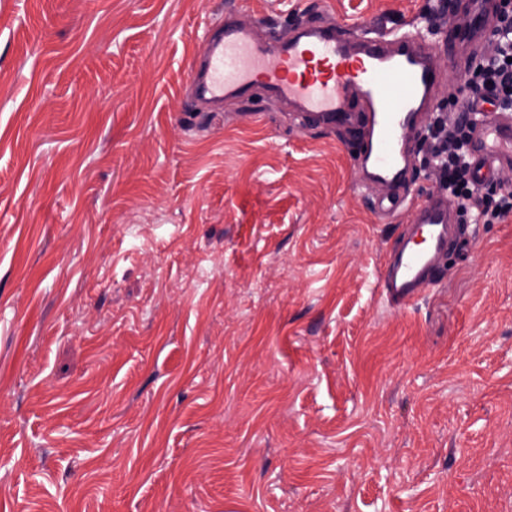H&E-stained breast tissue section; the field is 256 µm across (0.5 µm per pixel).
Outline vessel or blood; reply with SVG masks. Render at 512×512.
Returning <instances> with one entry per match:
<instances>
[{
  "label": "vessel or blood",
  "mask_w": 512,
  "mask_h": 512,
  "mask_svg": "<svg viewBox=\"0 0 512 512\" xmlns=\"http://www.w3.org/2000/svg\"><path fill=\"white\" fill-rule=\"evenodd\" d=\"M467 7L472 27L462 39L474 47L489 29L492 7L490 0H468ZM434 32L413 23L390 31L347 30L328 21L300 24L288 36L270 40L258 37L254 28L228 22L211 33L188 82L205 103L243 98L260 87L270 100L288 104L316 126L360 125L358 189L365 193L377 183L390 186L391 195L373 202L379 220L388 223L408 202L407 175L417 162L414 144L425 134L432 102L444 84L429 61ZM468 148L476 183L511 166L512 111L472 113ZM454 223L447 193L413 204L410 224L377 280L390 305L406 306L421 289L435 285L437 261L448 249Z\"/></svg>",
  "instance_id": "obj_1"
}]
</instances>
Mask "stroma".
Here are the masks:
<instances>
[{
	"instance_id": "stroma-1",
	"label": "stroma",
	"mask_w": 512,
	"mask_h": 512,
	"mask_svg": "<svg viewBox=\"0 0 512 512\" xmlns=\"http://www.w3.org/2000/svg\"><path fill=\"white\" fill-rule=\"evenodd\" d=\"M443 2L0 0V512H512V214L390 308L361 129L185 90L224 20Z\"/></svg>"
}]
</instances>
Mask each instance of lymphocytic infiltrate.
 Here are the masks:
<instances>
[{"mask_svg":"<svg viewBox=\"0 0 512 512\" xmlns=\"http://www.w3.org/2000/svg\"><path fill=\"white\" fill-rule=\"evenodd\" d=\"M495 33L497 53L474 61L468 72L466 84L471 97L459 105L455 118L437 114L424 137L431 161L443 170L442 186L453 195L459 211L487 224L512 213V188L500 187L491 196L484 186L476 184L470 175L466 145L470 115L478 103L512 107V11H502Z\"/></svg>","mask_w":512,"mask_h":512,"instance_id":"lymphocytic-infiltrate-1","label":"lymphocytic infiltrate"}]
</instances>
